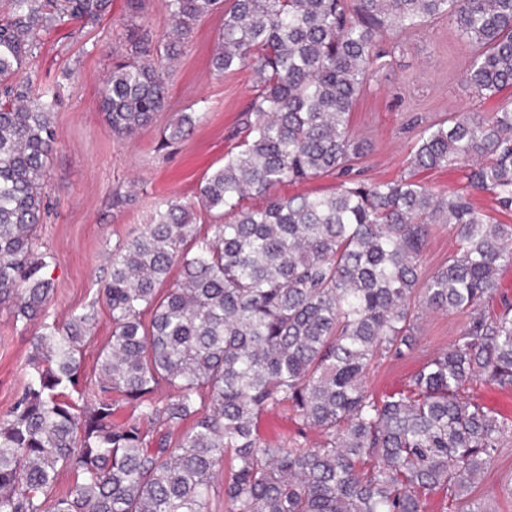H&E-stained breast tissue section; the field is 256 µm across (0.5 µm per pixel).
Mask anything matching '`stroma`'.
Masks as SVG:
<instances>
[{
	"label": "stroma",
	"instance_id": "35a3bbf8",
	"mask_svg": "<svg viewBox=\"0 0 512 512\" xmlns=\"http://www.w3.org/2000/svg\"><path fill=\"white\" fill-rule=\"evenodd\" d=\"M170 26L160 0H149L144 12L134 15L126 13L124 0H114L112 20L104 27L65 40L54 34L41 40L36 74L52 75L66 67L72 75L60 90L55 114L59 143L45 183L46 210L35 250L45 257L54 278L50 319L62 323L73 313L95 316L84 351L88 370L112 332L100 294L108 275L106 252L151 223L159 199L196 194L204 175L230 154V134L253 95L250 70L220 74L210 64L224 26L223 13L215 12L196 23L179 55L164 110L137 136L113 137L98 108L104 75L124 50L130 29L157 38ZM385 42L395 49L392 61L358 98L351 115L353 133L368 144L356 162L363 177L390 180L404 175L418 132L450 113H487L512 101V88L488 99L472 92L464 77L471 48L447 21H434L413 33L387 34ZM201 100L206 114L190 135L164 143L168 124L179 113L196 110ZM116 189L131 195L130 205L113 207ZM465 321V315L453 312L423 314L419 350L371 371L369 390L382 395L389 382H407L430 354L448 347ZM36 330V323L15 318L11 304H0V413L10 408L23 385ZM469 505L475 512H512V443H506L478 478Z\"/></svg>",
	"mask_w": 512,
	"mask_h": 512
}]
</instances>
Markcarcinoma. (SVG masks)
Segmentation results:
<instances>
[{"instance_id":"cac0c4a2","label":"carcinoma","mask_w":512,"mask_h":512,"mask_svg":"<svg viewBox=\"0 0 512 512\" xmlns=\"http://www.w3.org/2000/svg\"><path fill=\"white\" fill-rule=\"evenodd\" d=\"M113 0H0V303L45 315L54 283L34 250L58 137L59 90L24 70L41 34L94 29ZM163 38L131 35L99 96L112 136L150 126L167 103L171 64L199 18L224 10L218 73L248 68L255 93L236 152L205 175L196 199L170 196L152 223L112 247L102 299L112 336L95 378L82 373L92 314L42 323L21 392L0 414V512H468L465 496L512 437V417L462 395L484 381L512 391V304L490 311L512 264V103L424 128L396 180L352 173L367 144L350 114L389 65L390 31L446 19L472 49L466 81L489 98L512 87V0H162ZM202 112H184L165 140ZM463 169L439 195L417 176ZM341 178L325 194L271 190ZM452 226L455 251L421 280L429 237ZM180 278L163 289L173 266ZM467 322L404 388L366 383L419 348V315ZM127 418L113 420L117 407ZM281 409L318 431L286 444L255 433ZM224 502L213 492L220 467ZM75 483L54 497L61 471Z\"/></svg>"}]
</instances>
